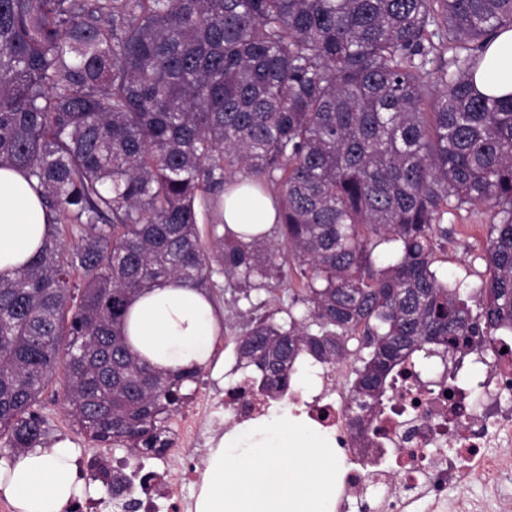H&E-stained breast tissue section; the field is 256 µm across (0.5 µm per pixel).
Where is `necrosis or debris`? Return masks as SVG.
Wrapping results in <instances>:
<instances>
[{
    "label": "necrosis or debris",
    "instance_id": "necrosis-or-debris-1",
    "mask_svg": "<svg viewBox=\"0 0 512 512\" xmlns=\"http://www.w3.org/2000/svg\"><path fill=\"white\" fill-rule=\"evenodd\" d=\"M488 358L477 397L449 393L448 380L455 364L472 358L458 350L441 370L423 382L400 381L389 399L358 422L357 411L343 383L339 364L322 363L315 371L322 389L304 398L288 393L307 418L335 436L346 471L336 512L363 506L372 490H379L370 512H492L505 508L502 485L512 478V354L485 350ZM225 403L214 402L200 391V410L182 413L169 427L167 465L155 478V488L143 481L142 461H116L112 470L120 484L112 497L117 512H193L187 489L200 478L195 450L208 438L207 420L229 409L237 423L265 415L271 400L244 377L226 393ZM479 479L487 498L449 503L450 489Z\"/></svg>",
    "mask_w": 512,
    "mask_h": 512
}]
</instances>
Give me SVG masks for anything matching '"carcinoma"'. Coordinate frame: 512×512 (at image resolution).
Instances as JSON below:
<instances>
[{"mask_svg":"<svg viewBox=\"0 0 512 512\" xmlns=\"http://www.w3.org/2000/svg\"><path fill=\"white\" fill-rule=\"evenodd\" d=\"M505 28L512 0H0V166L52 213L0 280V439L45 443L35 406L62 367L87 437L160 453L204 367H153L126 326L171 278L208 292L218 269L250 302L295 275L287 318L251 316L236 339L271 396L303 356L352 360L367 409L429 359L512 333V93L474 84ZM238 178L277 197V241L200 230V192ZM479 206L499 217L491 277L464 296L436 244L445 214Z\"/></svg>","mask_w":512,"mask_h":512,"instance_id":"1","label":"carcinoma"}]
</instances>
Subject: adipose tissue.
Segmentation results:
<instances>
[{"mask_svg":"<svg viewBox=\"0 0 512 512\" xmlns=\"http://www.w3.org/2000/svg\"><path fill=\"white\" fill-rule=\"evenodd\" d=\"M475 82L488 93H512V29L489 43ZM36 186L22 170L0 167V278H13L28 264L48 233ZM222 214L239 233H261L277 221L274 197L247 185L224 194ZM220 327L207 293L177 279L136 296L128 311L134 349L161 369L209 365ZM339 465L335 441L302 418L238 426L210 449L195 512H336ZM84 491L66 441L30 449L0 468V494L15 512H68Z\"/></svg>","mask_w":512,"mask_h":512,"instance_id":"1","label":"adipose tissue"}]
</instances>
